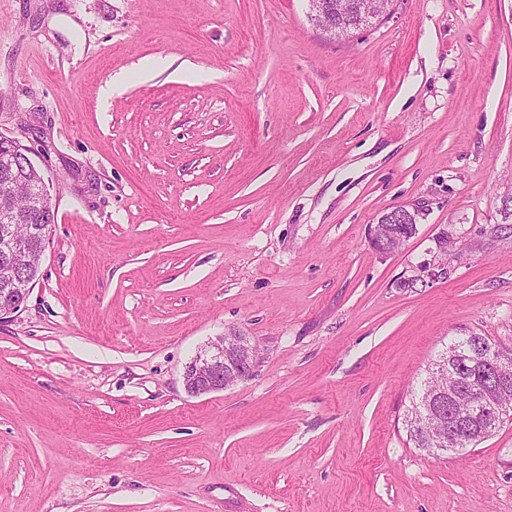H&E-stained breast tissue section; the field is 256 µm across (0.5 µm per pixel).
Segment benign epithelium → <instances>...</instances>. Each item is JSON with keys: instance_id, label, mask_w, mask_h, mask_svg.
<instances>
[{"instance_id": "benign-epithelium-1", "label": "benign epithelium", "mask_w": 512, "mask_h": 512, "mask_svg": "<svg viewBox=\"0 0 512 512\" xmlns=\"http://www.w3.org/2000/svg\"><path fill=\"white\" fill-rule=\"evenodd\" d=\"M309 18L314 27L334 39L348 37L353 32L366 28L370 23L385 17L393 0H383L382 9L371 12L357 10L356 0H348L347 11L339 15L336 0H307ZM0 149L14 155L13 163L17 168L33 169L34 163L27 152L21 150V144L14 138L0 135ZM32 200L28 211H17L0 202V222L3 228L0 235L5 242V252L19 259H24L29 251L27 240L16 237L11 225L30 219L36 212H42V220L54 222L55 208L50 204ZM385 220H379L368 227L371 245L381 254H391L387 240L401 236L391 229L393 224L418 223L419 209L399 205L384 214ZM448 274V268L442 263L426 262L419 266L418 274L404 282V287L415 288L425 279H434ZM33 284L24 275L16 274L11 281L8 294L0 297V317L18 311L26 302ZM254 355L247 340L237 334L220 336L201 350L183 372V385L187 393L198 396L222 391L246 378L253 370ZM484 377L472 380L463 386L468 398V410L459 415L454 410L455 395L444 394L439 390L428 402L434 408L427 412L429 416L448 415V430L433 438L434 444L441 452H457L463 443L462 435L470 432L475 424L492 430L507 420H512V403L500 401L503 393L512 392V350L492 347L480 357Z\"/></svg>"}]
</instances>
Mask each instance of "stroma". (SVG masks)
<instances>
[{"label": "stroma", "mask_w": 512, "mask_h": 512, "mask_svg": "<svg viewBox=\"0 0 512 512\" xmlns=\"http://www.w3.org/2000/svg\"><path fill=\"white\" fill-rule=\"evenodd\" d=\"M307 13L0 0V134L56 211L0 318V512H512V421L459 454L405 425L453 338L512 347V0ZM443 230L447 278L402 287ZM233 331L253 374L189 395ZM309 3V18L314 27L330 39L348 37L354 31L366 28L371 22L383 18L389 13L393 0H383L382 9L376 12L357 10L356 0H348L347 11L340 16L336 0H307ZM360 19L358 23L355 20ZM419 209L407 205H399L391 211L380 216L377 224H370L368 227V238L371 245L380 254L389 255L393 251L387 246V240L390 238L403 236L399 231L391 229L393 224H410L412 219L413 224H418ZM385 221H382L383 218ZM26 271L29 279L34 282L38 276L39 267L32 266L26 268ZM31 281L27 280L25 274L14 273L11 288H8V295L6 294L0 299V318L18 311L24 305L33 287Z\"/></svg>", "instance_id": "stroma-1"}]
</instances>
